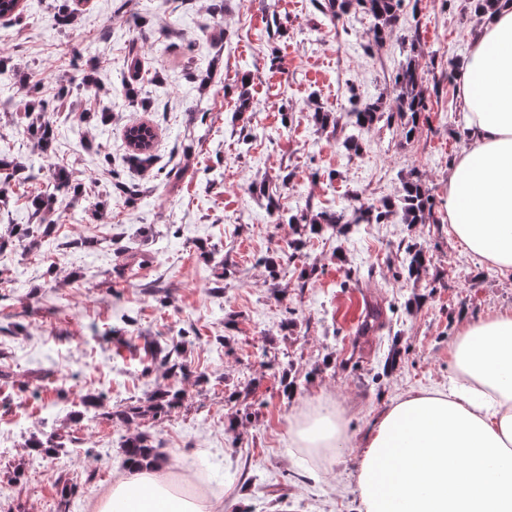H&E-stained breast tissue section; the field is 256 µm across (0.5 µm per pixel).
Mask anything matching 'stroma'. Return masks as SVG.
Returning a JSON list of instances; mask_svg holds the SVG:
<instances>
[{"label": "stroma", "instance_id": "35a3bbf8", "mask_svg": "<svg viewBox=\"0 0 512 512\" xmlns=\"http://www.w3.org/2000/svg\"><path fill=\"white\" fill-rule=\"evenodd\" d=\"M25 3L21 19H0V102L15 114L0 123V157L29 176L0 179V236L9 240L0 250V512H46L65 486L71 512H92L124 471L121 437L139 432L214 496L217 512H358L359 448L382 412L406 394L447 388L462 318L512 308V277L475 263L448 233V167L467 125L448 74L470 49L467 0H419L374 54L364 48L370 17L332 21L313 0H224L220 15L213 0H81L66 29L52 20L55 0ZM131 43L146 111L126 97ZM412 55L429 105L417 132L382 122L361 133L360 155L349 153L351 97L391 105L394 75ZM71 79L82 83L78 94L58 102V84ZM39 100L54 129L48 155L23 115ZM105 102L107 122L78 121ZM319 105L337 126L315 124ZM142 122L157 134L147 171L130 165L124 135ZM61 168L80 195H59L54 231L37 248L11 240L31 221V196ZM161 168L184 169L177 187ZM114 170L137 196L113 191ZM413 171L433 196L425 223L394 216L310 235L292 259L290 228L249 191L263 183L280 188L285 211L332 212L354 193L397 195ZM84 238L91 247L69 248ZM410 244L427 258L416 280L404 269ZM376 307L380 325L362 332ZM176 337L202 382L186 383L167 420L120 422L121 406L163 380L151 348ZM100 394L102 414L83 413L82 399ZM323 405L340 413L350 442L331 464L287 433L289 419ZM51 431L63 448H27ZM37 470L41 481H31Z\"/></svg>", "mask_w": 512, "mask_h": 512}]
</instances>
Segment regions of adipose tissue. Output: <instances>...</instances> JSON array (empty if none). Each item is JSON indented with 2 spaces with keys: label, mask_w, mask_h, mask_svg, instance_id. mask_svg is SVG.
Segmentation results:
<instances>
[{
  "label": "adipose tissue",
  "mask_w": 512,
  "mask_h": 512,
  "mask_svg": "<svg viewBox=\"0 0 512 512\" xmlns=\"http://www.w3.org/2000/svg\"><path fill=\"white\" fill-rule=\"evenodd\" d=\"M458 81L466 148L448 170V232L472 258L512 275V0L475 13ZM455 378L382 414L356 473L359 512H512V310L468 321L448 348ZM298 448L346 447L335 411L288 423ZM93 512H214L164 460L116 478Z\"/></svg>",
  "instance_id": "obj_1"
}]
</instances>
